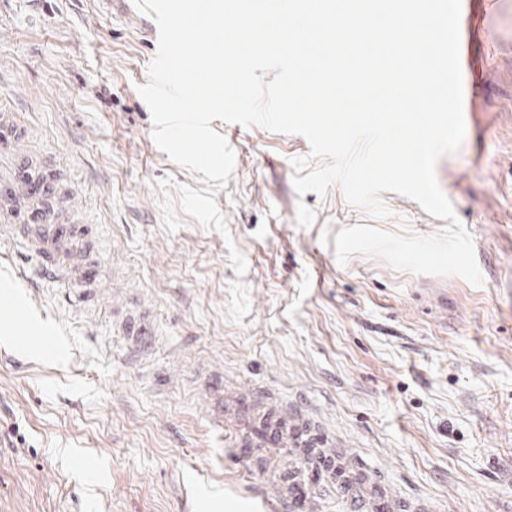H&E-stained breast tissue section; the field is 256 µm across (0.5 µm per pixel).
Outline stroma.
I'll return each instance as SVG.
<instances>
[{"mask_svg": "<svg viewBox=\"0 0 512 512\" xmlns=\"http://www.w3.org/2000/svg\"><path fill=\"white\" fill-rule=\"evenodd\" d=\"M466 133L437 182L470 234L480 285L339 263L337 233L378 225L434 235L446 220L385 191L376 222L345 200L299 194V135L213 120L235 152L215 196L227 234L162 224L159 179L203 175L154 143L138 93L152 47L139 11L99 0H0V113H14L40 172L79 186L100 274L95 303L23 285L0 244V512H225L245 481L211 418L225 386L309 406L321 429L426 512H512V0H461ZM244 256L236 274L230 248ZM153 330L132 349L121 320ZM259 481L296 473L309 512H345L339 485L279 448Z\"/></svg>", "mask_w": 512, "mask_h": 512, "instance_id": "35a3bbf8", "label": "stroma"}]
</instances>
